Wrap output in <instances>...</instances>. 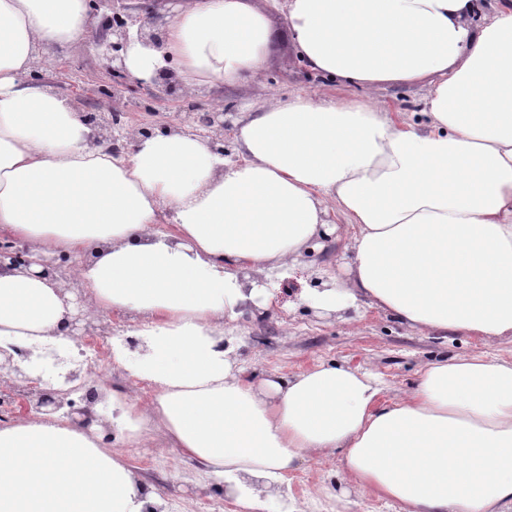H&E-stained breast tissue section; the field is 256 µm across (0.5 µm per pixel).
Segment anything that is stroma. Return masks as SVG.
<instances>
[{
    "label": "stroma",
    "mask_w": 512,
    "mask_h": 512,
    "mask_svg": "<svg viewBox=\"0 0 512 512\" xmlns=\"http://www.w3.org/2000/svg\"><path fill=\"white\" fill-rule=\"evenodd\" d=\"M260 11H268L270 39L266 62L259 78L235 86L200 88L178 100L156 101L152 82L139 83L136 93H122L117 100L101 99L97 88L108 79L107 63L92 45L76 43L51 50L40 64L45 85L77 103L94 99V111H109L119 105L132 112L145 106L167 113L170 121L184 117L190 104L202 110L218 106L224 111V154L236 159L235 124L246 104L262 105L271 98L318 89L336 98H362L402 112L413 122L422 121L419 101L428 85H390L371 91L323 85L313 78L298 57L292 36L281 14L269 12L267 0H252ZM352 230L344 217H337L336 230L300 256L296 277L278 281L269 302H255L238 322L227 325L235 337L233 356L238 367L254 381L270 375L289 377L320 364L351 366L379 376L385 397L411 391L422 370L430 363L454 356L489 352L512 357V341L500 339L487 344L474 336L451 333L445 336L412 328L385 312L358 303L327 311L303 302L304 289H323L347 281L342 263L350 253ZM137 474L162 500L163 512H199V504L215 499V478L201 476L198 466L166 447L160 439L127 449ZM336 455L302 461L289 475L291 489L323 485L326 495L309 500V512H333L336 496L344 485L338 474Z\"/></svg>",
    "instance_id": "obj_1"
}]
</instances>
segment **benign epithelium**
Here are the masks:
<instances>
[{
	"label": "benign epithelium",
	"mask_w": 512,
	"mask_h": 512,
	"mask_svg": "<svg viewBox=\"0 0 512 512\" xmlns=\"http://www.w3.org/2000/svg\"><path fill=\"white\" fill-rule=\"evenodd\" d=\"M163 0H135L119 9L112 5V0H88L89 14L92 19H100L97 27L91 34L95 50L101 58L110 62L108 66L109 82L100 85L98 93L105 98H115L122 89L129 87L131 76L124 66V53L131 40V32L137 33V38L143 45L161 48L166 21L160 12ZM153 83L166 96L177 97L182 86L177 78L176 71L171 66L160 68L153 78ZM224 112H205L193 118L191 132L210 140L213 150L220 156L224 155V122L220 117ZM130 114L118 107H112L107 113L82 114V120L94 130V141L105 142L110 146L112 153L120 154L128 150ZM32 252L30 247L19 240L0 238V271L18 270L32 265ZM73 265H64L53 258L44 264L42 274L52 278H65ZM84 298L82 294L76 295L75 313L68 316L64 328L68 335L74 337L77 343L86 341L88 337H104L108 335L105 326L96 323V318L83 310ZM31 352L13 348L8 351L0 347V373L5 372L13 376L14 386L22 389V402L20 409L24 413L32 410L51 415L64 407H72L73 402L68 400L72 390L37 388L43 382V377L52 378L61 375L60 368L64 367L70 359L61 355L51 346L46 345L37 355L40 360L41 375L32 378L23 369L15 357L29 358ZM86 408L79 411L80 418L73 422L88 426L93 421L94 414L91 407L102 400L101 395L94 388H89L85 394Z\"/></svg>",
	"instance_id": "obj_1"
}]
</instances>
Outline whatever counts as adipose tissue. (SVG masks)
Listing matches in <instances>:
<instances>
[{"label":"adipose tissue","instance_id":"adipose-tissue-1","mask_svg":"<svg viewBox=\"0 0 512 512\" xmlns=\"http://www.w3.org/2000/svg\"><path fill=\"white\" fill-rule=\"evenodd\" d=\"M315 76L348 87L428 81L425 123L362 99L275 98L237 127L239 158L183 132L132 134L127 153L90 144L75 101L27 80L41 51L85 40L87 0H0V233L29 243L0 273V346L73 350L65 283L40 259L78 257L94 310L130 313L140 354L112 361L154 388L112 392L114 441L64 417L0 425V512H143L124 449L150 431L239 512L300 461L340 456L343 481L401 512H512V359L428 365L385 399L360 370L321 364L254 382L225 324L273 293L332 213L356 228L341 288L351 301L431 332L512 338V0H270ZM161 48L131 41L127 72L171 65L202 88L258 77L270 37L249 0H170ZM172 226L160 230L164 218ZM258 280L243 283L241 269Z\"/></svg>","mask_w":512,"mask_h":512}]
</instances>
